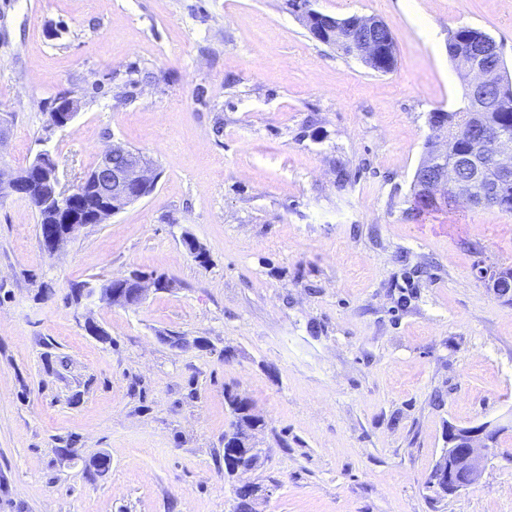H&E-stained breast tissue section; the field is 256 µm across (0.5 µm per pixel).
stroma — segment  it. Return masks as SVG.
I'll list each match as a JSON object with an SVG mask.
<instances>
[{
	"mask_svg": "<svg viewBox=\"0 0 512 512\" xmlns=\"http://www.w3.org/2000/svg\"><path fill=\"white\" fill-rule=\"evenodd\" d=\"M311 7L383 20L392 71L288 0H0V169L46 150L68 191L120 142L156 176L52 253L0 198V512H232L228 388L266 422L262 512H512V294L479 274L512 266V212L407 215L430 113L465 104L448 33L490 34L512 74V0ZM133 270L172 285L68 299ZM491 420L479 481L430 504L448 427ZM54 102L57 109L53 112L52 126L59 128L68 125L74 120L81 104L80 97L75 92H64L57 96L56 101L54 99L50 103L49 115L52 112ZM117 281L119 285L112 288V282L106 286L105 288H112V292L104 293L97 289V285L92 286L89 283H82L75 285L72 287V296L73 299H77L75 295V291L77 290L79 294L85 295L87 300L97 298L100 301H107L108 303H112V306H117L121 308H126L134 305H141L147 296V288L146 278L144 276H136L131 273L129 276L113 279V281ZM81 288H83L81 290ZM87 288H96L93 291L89 292L90 289ZM81 291V292H80Z\"/></svg>",
	"mask_w": 512,
	"mask_h": 512,
	"instance_id": "obj_1",
	"label": "stroma"
}]
</instances>
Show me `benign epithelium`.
<instances>
[{
  "mask_svg": "<svg viewBox=\"0 0 512 512\" xmlns=\"http://www.w3.org/2000/svg\"><path fill=\"white\" fill-rule=\"evenodd\" d=\"M384 26L386 23L374 17L350 19V28L357 31L351 42L352 54L366 62L375 58L379 50L387 47L380 36ZM466 54L469 60L463 73L469 78L474 108L466 121L456 128V137L473 141V153L458 155L451 161L447 154L437 153L435 159L424 166L422 182L433 199H444L452 192L462 197L468 208L479 209L498 196L501 185L512 181V137L485 121L486 110L493 106L486 91L501 72V47L491 37L468 47ZM80 104V97L74 92L57 96L52 125L60 128L72 122ZM151 166L150 159L136 149L121 143L109 146L89 173L94 203L85 202L78 207L79 188L68 192L60 189L56 164L50 153L43 152L24 171L0 172V198L24 195L49 209L54 225L40 229V241L45 250L52 252L80 229L90 224H103L125 206L149 195L155 188ZM475 184L483 190L478 194L469 193V188ZM117 282L108 293L84 288L82 294L89 300L96 298L121 308L145 301L148 291L145 277L131 274ZM485 285L493 293L505 296L512 291V277L503 275L498 268L485 275ZM498 429L499 425L491 422L463 430L450 429L448 447L442 450L430 475L429 487L454 494L476 483L483 471L485 451L493 444L492 436ZM226 442L234 449L230 470L235 477L249 473L264 455V449L258 447L251 430L228 437Z\"/></svg>",
  "mask_w": 512,
  "mask_h": 512,
  "instance_id": "1",
  "label": "benign epithelium"
}]
</instances>
